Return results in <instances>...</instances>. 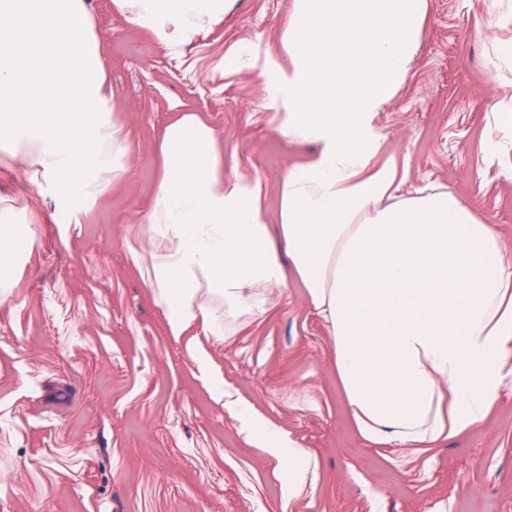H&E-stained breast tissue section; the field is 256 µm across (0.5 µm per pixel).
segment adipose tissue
I'll return each instance as SVG.
<instances>
[{"label":"adipose tissue","mask_w":512,"mask_h":512,"mask_svg":"<svg viewBox=\"0 0 512 512\" xmlns=\"http://www.w3.org/2000/svg\"><path fill=\"white\" fill-rule=\"evenodd\" d=\"M233 2L116 0L170 47L192 43ZM426 10L427 0H294L288 67L264 83L280 132L320 150L283 175L280 241L270 239L260 180L225 173L213 128L189 112L164 129L161 173L140 218L149 251L131 254L177 338L195 324L224 335V322L266 314L263 291L296 280L328 326L362 436L417 448L484 421L512 375V256L501 239L452 193L408 187L395 166L373 163L374 114L403 83ZM106 81L85 0H0V151L70 217L123 171L127 136ZM31 245L0 196V288ZM186 350L208 371L216 403L287 470L292 503L308 450L229 399L199 339Z\"/></svg>","instance_id":"adipose-tissue-1"}]
</instances>
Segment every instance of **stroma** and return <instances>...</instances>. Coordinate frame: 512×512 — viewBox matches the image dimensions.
<instances>
[{
    "label": "stroma",
    "instance_id": "35a3bbf8",
    "mask_svg": "<svg viewBox=\"0 0 512 512\" xmlns=\"http://www.w3.org/2000/svg\"><path fill=\"white\" fill-rule=\"evenodd\" d=\"M102 46L125 174L77 220L23 170L0 166V193L35 246L0 291V512H512V377L486 417L437 448L375 445L358 432L332 366L325 322L296 281L269 311L211 338L233 398L316 455L284 505L277 463L247 444L211 397L166 309L131 261L154 195L165 127L201 116L224 167L260 180L271 236L282 175L315 143L273 128L264 72L287 68L293 0H236L172 51L115 0H86ZM512 0H428L409 72L374 117L376 164L444 187L512 246ZM249 49L246 66L228 57Z\"/></svg>",
    "mask_w": 512,
    "mask_h": 512
}]
</instances>
